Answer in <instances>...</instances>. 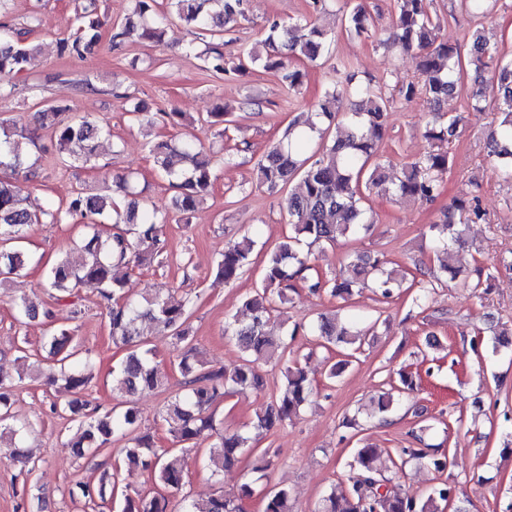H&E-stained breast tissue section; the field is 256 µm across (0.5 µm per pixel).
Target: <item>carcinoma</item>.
<instances>
[{"label":"carcinoma","mask_w":512,"mask_h":512,"mask_svg":"<svg viewBox=\"0 0 512 512\" xmlns=\"http://www.w3.org/2000/svg\"><path fill=\"white\" fill-rule=\"evenodd\" d=\"M155 2L135 0V10L143 18L141 36L155 42L162 41L166 26L175 19L219 39L248 19L250 12V0H167L162 11L154 9ZM465 2L474 17L489 20L498 0ZM397 3L386 42L402 53L416 52L424 80L410 81L394 93L386 83L364 84L355 72H344L336 86L318 101L314 117L302 122L294 119L285 129L283 139L272 145L257 166L256 184L267 191L282 192L297 178L303 189L288 194L285 199L289 235L264 251L260 286L244 297L249 321L233 319L227 323L226 335L241 352L240 362L230 370L205 368L191 335L190 298L175 289L165 296L134 301L124 295L122 281L114 277V270L119 267L150 265L167 259L162 227L169 223L172 214L189 223L203 195L212 187L215 175L211 162L196 142L162 140L150 147L155 168L175 190L171 207L165 211L140 209L136 199L140 191L131 175L118 177V188L126 198L123 205L111 195L81 191L57 204L33 203L20 196L12 181L0 177V280L5 282L20 275L34 262L24 247L28 227L80 220L82 262L74 265L66 258H59L44 265L46 286L56 291V301L73 307L75 318L82 313L78 303L80 288L94 287L98 304L106 313L113 344L126 349L124 358L112 370V391L123 401L105 409L80 397L92 379L94 362L89 354L79 356L73 330L63 325L53 326L43 336L48 352L44 371L47 384L53 385L61 379L76 395L68 404L62 407L55 404L52 409L70 413L77 423V435L67 443L77 456L94 455L112 444L114 438L137 431L139 413L131 397L153 391L167 382V370L156 361L155 346L142 339L139 324L155 325L176 351L170 369L180 374L184 390L172 396L158 415L161 426L172 436V447L159 446L153 431L131 438L116 468L149 473L157 490L123 493L120 512H171L170 497L178 494L181 495L179 512H239L242 501L253 497L256 488L246 483L235 498L221 494L202 501L190 498L183 493L185 471L174 446H181V451L187 453L192 451L195 440L209 435L215 438L211 476L217 479L223 469L236 465L250 447L251 437L241 431H224L223 423L217 420V406L227 396L264 390L265 383L255 370V362L281 360L288 349V338L301 331L315 337L317 344L325 349H339L338 360L330 367V377L336 378L346 370L363 343L364 331H352L338 324L336 317L322 314L308 323L288 324L286 304L292 302L288 292L302 287L313 293L327 291L346 301L352 295V288L372 284L382 298L389 299L402 281L385 271L379 258L367 253L346 258L347 277L325 278L312 262L311 252H303L301 245L305 243L311 248L333 244L340 237L368 228L373 223L368 197L388 180L391 181L389 191L398 199H434L450 171L448 144L464 120L460 113L450 117L435 113L423 133L429 148L406 164L392 180L385 171L380 147L387 113L394 102L409 103L424 95L439 106L448 98L463 94L468 112H484L493 106L497 122L489 141L494 155L492 168L499 178L512 181V60H504L479 29L471 36L469 52L461 54L457 46L441 36L440 19L432 15L431 0H397ZM332 4L337 6L336 26L340 31L359 39L373 37V17L358 0H310L315 13L328 12ZM94 12L92 2L80 15L76 32L61 42L64 54L81 58L99 41L101 24ZM266 32V43L271 46L282 42L288 49L289 59L272 53L259 59L250 54L233 71L243 76L248 73V66L259 61L264 70L276 74L282 87L290 92L298 91L305 78L300 62H313L323 56L332 43L331 32L313 24L308 38L299 45L288 42V25L278 19L267 21ZM23 35L19 29L0 25V72L26 71L39 52L38 45L25 41ZM207 64L217 74L228 72L220 44L215 43L209 49ZM487 70L492 76L486 84L482 74ZM344 97H359L361 105L342 112L339 102ZM180 118L178 112H155L137 120L152 126L173 124ZM34 122L51 130L50 145L40 143L36 130L29 126L0 119V169L23 173L32 166L33 154L49 150L66 165L96 167L98 139L106 131L89 116L73 113L65 120L61 118V109L47 105L34 113ZM332 130L335 138L331 142L312 144L310 133L322 136ZM471 185L474 192L470 197L454 200L443 222L429 225L439 269L451 274L453 279L458 270L449 264L450 247L466 245L468 225L485 220L478 206L480 185L476 180ZM254 246L255 241L248 236L224 245V255L217 264V273L224 282H234L243 275L250 265ZM14 311L21 323L51 317L49 310L28 297L16 300ZM274 318L280 319L282 326V334L277 337L267 330ZM27 360L28 355L21 349L15 358L16 375H6L0 369V443L8 439L5 447L11 449L14 460L23 464L27 463V457L18 440L33 429V423L11 412V392L25 378ZM282 377L278 395L255 412L251 428L268 431L297 415L311 402L315 394L313 381L299 362L284 365ZM399 382L400 386H393L378 397L377 412L391 411L392 393L417 387V377L410 373H399ZM402 454L415 460L425 459L439 472L450 465L448 456L429 455L421 449L404 448ZM351 467L349 489L339 495L336 489H331L317 502L314 512H443L456 496V486L447 481L421 495L374 485L373 480L382 476L381 451L368 445L356 449ZM79 490L84 498L104 502L114 497L115 485L105 474L97 486L82 485ZM262 500L263 512H292L285 488L264 492Z\"/></svg>","instance_id":"1"}]
</instances>
